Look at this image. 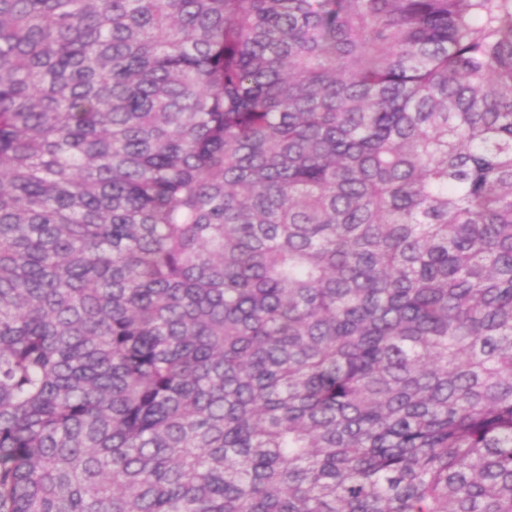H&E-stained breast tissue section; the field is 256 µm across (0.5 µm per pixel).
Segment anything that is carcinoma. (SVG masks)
<instances>
[{
	"instance_id": "cac0c4a2",
	"label": "carcinoma",
	"mask_w": 512,
	"mask_h": 512,
	"mask_svg": "<svg viewBox=\"0 0 512 512\" xmlns=\"http://www.w3.org/2000/svg\"><path fill=\"white\" fill-rule=\"evenodd\" d=\"M0 512H512V0H0Z\"/></svg>"
}]
</instances>
